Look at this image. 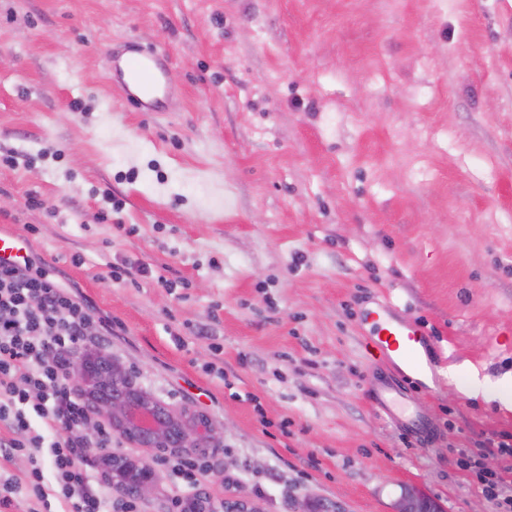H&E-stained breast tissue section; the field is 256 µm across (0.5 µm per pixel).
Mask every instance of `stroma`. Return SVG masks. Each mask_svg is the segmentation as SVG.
Listing matches in <instances>:
<instances>
[{
	"label": "stroma",
	"mask_w": 512,
	"mask_h": 512,
	"mask_svg": "<svg viewBox=\"0 0 512 512\" xmlns=\"http://www.w3.org/2000/svg\"><path fill=\"white\" fill-rule=\"evenodd\" d=\"M129 41L167 55L166 111L113 86ZM0 231L223 427L200 495L496 512L458 461L512 434L463 390L512 377V0H0ZM375 297L433 342L429 447L371 403Z\"/></svg>",
	"instance_id": "35a3bbf8"
}]
</instances>
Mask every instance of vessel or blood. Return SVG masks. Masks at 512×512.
Masks as SVG:
<instances>
[{
    "instance_id": "vessel-or-blood-1",
    "label": "vessel or blood",
    "mask_w": 512,
    "mask_h": 512,
    "mask_svg": "<svg viewBox=\"0 0 512 512\" xmlns=\"http://www.w3.org/2000/svg\"><path fill=\"white\" fill-rule=\"evenodd\" d=\"M112 80L123 98L142 112L160 111L172 89L167 57L152 48L134 49L115 69ZM28 249L25 238L0 233V263H19ZM364 321L367 346L396 370L395 375L381 377L371 395L372 402L390 424L420 442H429L436 435L434 423L405 394L400 378L406 371L422 376L430 370L427 336L387 302L368 309Z\"/></svg>"
}]
</instances>
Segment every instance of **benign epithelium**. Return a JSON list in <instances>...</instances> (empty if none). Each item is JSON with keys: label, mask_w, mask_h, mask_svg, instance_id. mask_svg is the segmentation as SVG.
<instances>
[{"label": "benign epithelium", "mask_w": 512, "mask_h": 512, "mask_svg": "<svg viewBox=\"0 0 512 512\" xmlns=\"http://www.w3.org/2000/svg\"><path fill=\"white\" fill-rule=\"evenodd\" d=\"M71 370L87 402L88 432L106 421L118 437L135 448H149L161 458L180 450L206 457L223 443V430L206 415L157 400L114 359L78 355ZM112 473L138 499L146 501L152 496L155 472L114 455Z\"/></svg>", "instance_id": "obj_1"}]
</instances>
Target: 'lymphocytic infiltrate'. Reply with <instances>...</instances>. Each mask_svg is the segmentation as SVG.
Masks as SVG:
<instances>
[{
    "mask_svg": "<svg viewBox=\"0 0 512 512\" xmlns=\"http://www.w3.org/2000/svg\"><path fill=\"white\" fill-rule=\"evenodd\" d=\"M111 333V320L97 318L87 298L38 262L0 265V457L30 462L22 477L0 482V512H52L56 502L62 512H140L130 497L114 504L103 480L110 428L83 434L85 402L68 382L78 349ZM489 454L512 459V436L478 441L467 463L473 488L496 512H512V466L486 473L480 459Z\"/></svg>",
    "mask_w": 512,
    "mask_h": 512,
    "instance_id": "lymphocytic-infiltrate-1",
    "label": "lymphocytic infiltrate"
}]
</instances>
